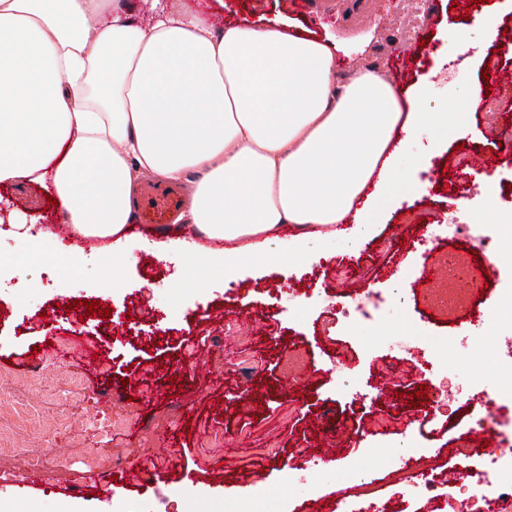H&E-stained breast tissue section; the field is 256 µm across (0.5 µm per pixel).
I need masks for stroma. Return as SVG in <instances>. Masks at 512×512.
<instances>
[{"instance_id": "stroma-1", "label": "stroma", "mask_w": 512, "mask_h": 512, "mask_svg": "<svg viewBox=\"0 0 512 512\" xmlns=\"http://www.w3.org/2000/svg\"><path fill=\"white\" fill-rule=\"evenodd\" d=\"M184 2L219 28L280 14L316 37L365 43L364 54L337 55L340 76H352L355 61L389 68L403 60L401 89L434 82L429 111L483 86L506 110L489 121L478 100L464 128L436 125L409 141L393 191L411 203L384 207L359 236L326 234L298 248L286 240L229 275L207 244L191 259L158 255L161 234L136 223V260L114 253V269L99 260L112 253L106 239L92 252L75 234L35 247L8 239L0 247V504L7 512H112L116 504L122 512H225L237 503L251 512H324L333 494L337 512H432L447 497L455 512H485L482 487L448 474L485 467L470 430L487 415V385L512 374V321L498 315L512 291V264L486 291L464 287L453 265L480 257L451 241L432 249L418 227L452 219L491 235L498 217H512V195L491 197L485 188L491 175L512 183L497 133L512 127V49L483 41L466 18L484 13L512 32V0H428L423 24L408 35L399 20L415 0H347L337 20L328 16L330 0H310L306 14L288 0ZM461 26L479 43L467 66L451 37ZM432 143L439 153L431 167L416 164ZM460 144L484 154L488 172L461 175ZM452 197L462 207L449 205ZM12 210L39 227L64 221L32 184L0 185V211ZM290 248L286 272L281 256ZM341 258L353 268L345 281L331 273ZM425 263L427 282L419 278ZM113 275L119 286L106 289ZM371 294L382 307L350 327L346 310ZM76 299L111 314L66 313ZM211 311L219 320L208 319ZM61 336L95 343L111 371L89 374L56 359L51 344ZM463 336L471 350L460 359ZM395 337L407 349L387 353L382 342ZM437 359L445 374L428 372ZM420 368L423 382L410 380ZM421 387L423 406H408L405 395ZM398 441L405 448L396 453ZM423 454L439 465L431 490L389 480L398 460ZM137 469L147 470L145 482L131 479Z\"/></svg>"}]
</instances>
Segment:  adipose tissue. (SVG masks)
<instances>
[{
    "mask_svg": "<svg viewBox=\"0 0 512 512\" xmlns=\"http://www.w3.org/2000/svg\"><path fill=\"white\" fill-rule=\"evenodd\" d=\"M334 39L287 20L229 24L180 5L147 24L121 0H0V183L50 191L78 236L115 238L136 184L194 169L191 233L249 239L279 225L355 228L392 194L398 135L435 116L422 83L388 73L336 79Z\"/></svg>",
    "mask_w": 512,
    "mask_h": 512,
    "instance_id": "ef3b65f1",
    "label": "adipose tissue"
}]
</instances>
